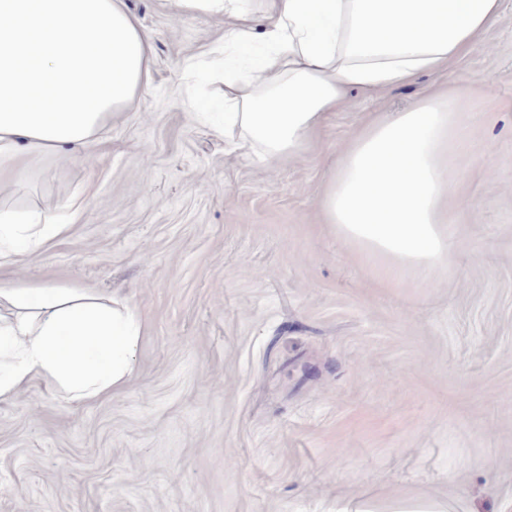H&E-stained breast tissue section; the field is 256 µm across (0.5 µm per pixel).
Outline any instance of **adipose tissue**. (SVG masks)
Wrapping results in <instances>:
<instances>
[{"label": "adipose tissue", "instance_id": "adipose-tissue-1", "mask_svg": "<svg viewBox=\"0 0 512 512\" xmlns=\"http://www.w3.org/2000/svg\"><path fill=\"white\" fill-rule=\"evenodd\" d=\"M504 0H165L172 17L223 20L224 101L236 149L267 163L299 155L351 90L377 92L449 71L498 20ZM152 46L124 0H0V182L45 159L73 160L149 84ZM455 93L369 121L351 137L319 207L382 282L451 268L455 174L467 152ZM66 229L49 214L0 209V258ZM142 321L75 288L0 289L10 357L0 399L33 378L86 403L131 378Z\"/></svg>", "mask_w": 512, "mask_h": 512}]
</instances>
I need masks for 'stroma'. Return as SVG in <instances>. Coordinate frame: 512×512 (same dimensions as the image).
<instances>
[{"instance_id": "obj_1", "label": "stroma", "mask_w": 512, "mask_h": 512, "mask_svg": "<svg viewBox=\"0 0 512 512\" xmlns=\"http://www.w3.org/2000/svg\"><path fill=\"white\" fill-rule=\"evenodd\" d=\"M150 37L153 80L87 162L0 185V204L81 219L0 287L76 288L129 302L143 334L124 391L68 402L35 378L0 400V512H335L338 502H512V0L454 67L351 92L298 156L267 166L197 121L224 79L186 59L223 21L172 23L125 0ZM453 89L471 139L448 227L453 266L374 281L324 224L319 197L353 131ZM233 467H225V457Z\"/></svg>"}]
</instances>
